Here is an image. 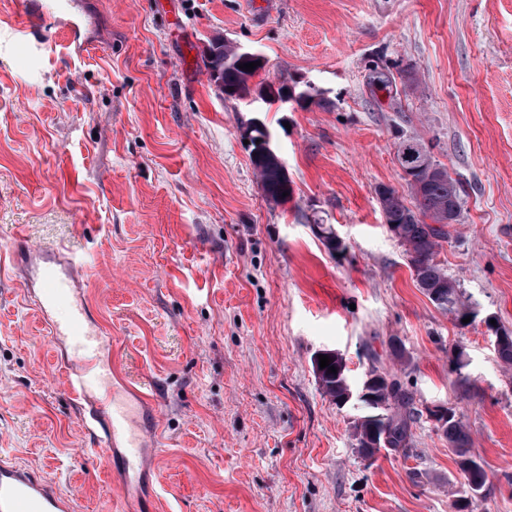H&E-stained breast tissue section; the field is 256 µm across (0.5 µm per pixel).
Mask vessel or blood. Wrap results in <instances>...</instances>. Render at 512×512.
Masks as SVG:
<instances>
[{"mask_svg": "<svg viewBox=\"0 0 512 512\" xmlns=\"http://www.w3.org/2000/svg\"><path fill=\"white\" fill-rule=\"evenodd\" d=\"M18 265L22 276L37 286V307L51 342L66 351V384L87 405L83 424L88 435L122 461L150 456L158 439L149 427L133 426L125 403L100 396L110 360L100 332L88 323L82 261L64 249L31 244L19 255ZM0 512H73V501L40 474L0 459Z\"/></svg>", "mask_w": 512, "mask_h": 512, "instance_id": "obj_1", "label": "vessel or blood"}]
</instances>
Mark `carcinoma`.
Masks as SVG:
<instances>
[{"mask_svg":"<svg viewBox=\"0 0 512 512\" xmlns=\"http://www.w3.org/2000/svg\"><path fill=\"white\" fill-rule=\"evenodd\" d=\"M209 54L203 56V62L209 76L219 84L225 95L242 98L251 92L250 79L261 70L257 66L248 72L239 68L242 64L236 43L222 36L209 41ZM430 155L425 144L418 138L407 137L400 140L396 147V156L403 171L411 176L407 184L411 191L412 205L408 206L392 189L382 197L380 204L389 230L405 247L409 265L419 288L438 308L453 315L457 322L473 315V309L466 304L464 293L448 277V273L436 261L442 242L450 235L444 223V213L448 205L458 203V183L447 169L435 162L419 168L421 155ZM251 163L256 170L260 185L267 201L280 203L282 197L291 192L290 181L284 173V166L275 150L259 152ZM331 359V365L337 373L320 368L319 359H313V370L321 391L336 405L344 404L347 395L348 370L342 355L334 350L325 352ZM375 398L373 413L377 418L367 422L353 424V437L356 447L364 453L371 448L374 440L381 441V447L404 453L412 446V421L415 408L410 394L400 382L391 378L383 386L371 390ZM449 447L455 449L460 461H469L472 467L464 471L468 485L478 496L489 492L487 473L481 463L469 455L471 438L463 423L450 412L448 421L439 426Z\"/></svg>","mask_w":512,"mask_h":512,"instance_id":"obj_1","label":"carcinoma"}]
</instances>
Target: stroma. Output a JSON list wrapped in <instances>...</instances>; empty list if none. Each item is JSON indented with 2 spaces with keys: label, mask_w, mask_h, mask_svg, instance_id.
<instances>
[{
  "label": "stroma",
  "mask_w": 512,
  "mask_h": 512,
  "mask_svg": "<svg viewBox=\"0 0 512 512\" xmlns=\"http://www.w3.org/2000/svg\"><path fill=\"white\" fill-rule=\"evenodd\" d=\"M29 0H0V457L35 468L75 512H512V0H48L85 19L26 41ZM223 34L263 55L256 83L320 103L224 95L203 63ZM393 85L378 91L374 71ZM267 124L291 181L263 195L240 137ZM415 137L460 188L437 256L476 315L418 287L377 191L410 190ZM342 241L331 251L315 224ZM65 245L112 340V385L154 414L160 445L126 488L95 446L11 255ZM353 387L396 375L417 411L409 453L365 459ZM452 409L492 492L473 495L430 410ZM321 351H323V355H327L331 359V363L324 369H320L319 358L315 357L313 359V370L320 389L323 394L329 397L337 406H344V401L348 402L353 397L351 390L348 391L347 395L350 380L345 360L342 355L338 352L336 353L335 350L328 349V351ZM331 366L336 368L337 374L328 372V368Z\"/></svg>",
  "instance_id": "1"
}]
</instances>
